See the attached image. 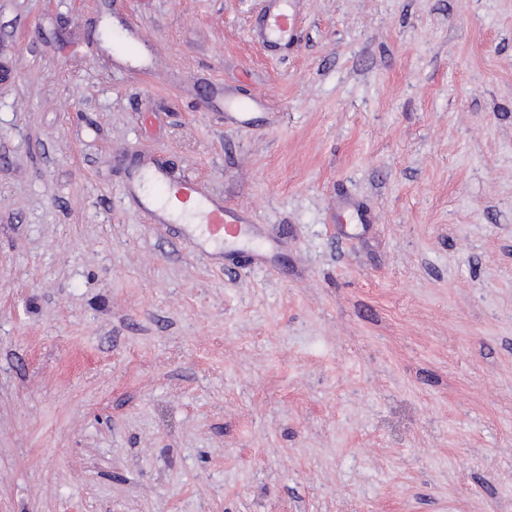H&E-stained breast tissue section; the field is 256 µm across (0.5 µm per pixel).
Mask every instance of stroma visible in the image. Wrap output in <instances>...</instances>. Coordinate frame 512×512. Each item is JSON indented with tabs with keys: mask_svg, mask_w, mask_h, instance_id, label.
<instances>
[{
	"mask_svg": "<svg viewBox=\"0 0 512 512\" xmlns=\"http://www.w3.org/2000/svg\"><path fill=\"white\" fill-rule=\"evenodd\" d=\"M270 2L0 0V512H512V0ZM281 4L274 10L269 11L264 21L265 33L274 35L278 40L288 38L291 40L296 24L295 17L290 11L281 8ZM151 177L161 195L167 194L168 200L175 199L184 205H193L196 214L201 217V221L188 225H202L203 233L213 242L223 243L224 238L235 237L241 229L240 224H248L242 219L237 208L224 207L223 203L206 197L196 183L174 181L166 166L161 162H153Z\"/></svg>",
	"mask_w": 512,
	"mask_h": 512,
	"instance_id": "1",
	"label": "stroma"
}]
</instances>
